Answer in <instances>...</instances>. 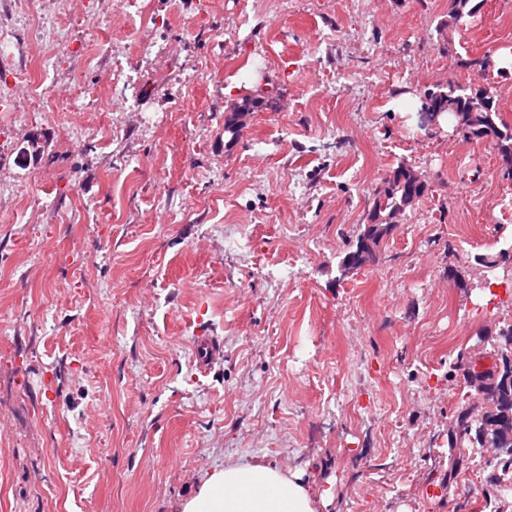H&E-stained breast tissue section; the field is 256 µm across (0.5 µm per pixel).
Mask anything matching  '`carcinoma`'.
<instances>
[{
    "mask_svg": "<svg viewBox=\"0 0 512 512\" xmlns=\"http://www.w3.org/2000/svg\"><path fill=\"white\" fill-rule=\"evenodd\" d=\"M471 0H452L448 12V22L451 26L466 17L472 16L474 8L470 7ZM490 95L480 94L475 87L448 85V87L430 92L435 104L442 109L439 121L452 122V127H462V137L478 143L485 139L487 130L494 132V142L501 158L512 161V127L500 119L497 107V95L493 87H488ZM260 105L257 99L247 98L236 104L225 118L224 132L233 137L239 136L238 119L244 112H253ZM386 187L374 199L371 223L365 225L357 239L355 249H360L362 241L370 242L371 247L378 246L382 238L389 232L396 215L414 205L415 199L424 195L413 184V167L404 163L391 171L385 179ZM497 358L502 367H512V327L499 332ZM464 377L477 395L487 394L498 401L495 411L490 412L481 402L461 406L456 414L457 431L448 436V446L451 448L470 447L482 448L485 442L491 440L503 449V455L512 464V386H502V375L496 367L488 370H477L470 365L464 372Z\"/></svg>",
    "mask_w": 512,
    "mask_h": 512,
    "instance_id": "1",
    "label": "carcinoma"
}]
</instances>
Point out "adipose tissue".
<instances>
[{
  "label": "adipose tissue",
  "instance_id": "1",
  "mask_svg": "<svg viewBox=\"0 0 512 512\" xmlns=\"http://www.w3.org/2000/svg\"><path fill=\"white\" fill-rule=\"evenodd\" d=\"M321 499L278 464L246 460L209 472L181 512H319Z\"/></svg>",
  "mask_w": 512,
  "mask_h": 512
}]
</instances>
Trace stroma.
<instances>
[{"label": "stroma", "instance_id": "35a3bbf8", "mask_svg": "<svg viewBox=\"0 0 512 512\" xmlns=\"http://www.w3.org/2000/svg\"><path fill=\"white\" fill-rule=\"evenodd\" d=\"M472 4L0 0V512H177L241 458L321 512H512L448 451L458 357L512 325V179L404 108L487 80L512 124V68L459 65L512 0ZM401 162L424 195L345 271ZM260 100L247 98L242 103L236 104L225 118L224 132L231 135V138L239 136L238 119L242 112H252L260 105Z\"/></svg>", "mask_w": 512, "mask_h": 512}]
</instances>
